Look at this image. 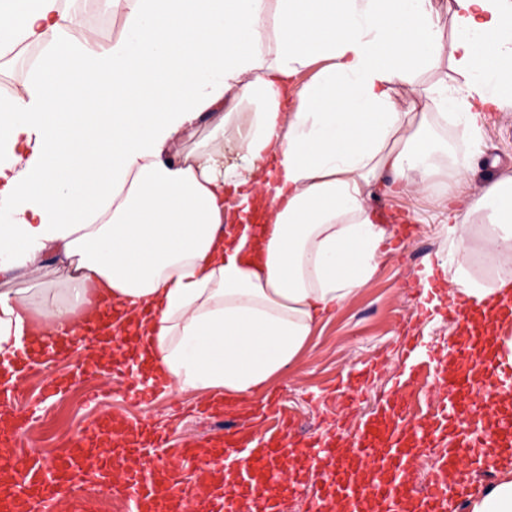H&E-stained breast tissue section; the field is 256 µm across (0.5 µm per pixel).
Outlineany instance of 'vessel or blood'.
Segmentation results:
<instances>
[{
  "instance_id": "1",
  "label": "vessel or blood",
  "mask_w": 512,
  "mask_h": 512,
  "mask_svg": "<svg viewBox=\"0 0 512 512\" xmlns=\"http://www.w3.org/2000/svg\"><path fill=\"white\" fill-rule=\"evenodd\" d=\"M448 311L463 337L476 324L493 344L506 329L505 317L491 306L453 300ZM474 368L464 353L452 363L436 361L433 374L444 392L437 422L408 419L407 393L402 390L373 420L341 433L339 444L329 451L336 467L324 482V492L310 500L308 512H359L370 501L377 512H448L449 497L469 496L471 449L512 447L511 412H496L478 427L465 417ZM12 398V389L0 385V512H53L60 501L67 503L68 512H92L86 483L93 473L113 495L131 501L134 512H239L244 499L251 500L253 512H273L263 479L287 484L281 462L305 445L291 422L282 421L276 431L261 434L253 416L234 408L214 409L221 425L204 441L177 446L169 434L147 427L138 437H129L128 424L104 415L94 428L64 440L58 458L46 466L24 450ZM450 426L455 436H448ZM450 443L456 448L454 458L437 460L429 492L415 496L408 476L414 461L425 449ZM187 455L197 460L199 479L210 485L208 496H190L185 477L168 467V460ZM20 472L25 475L21 482L16 479Z\"/></svg>"
}]
</instances>
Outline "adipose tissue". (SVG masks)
Wrapping results in <instances>:
<instances>
[{
	"mask_svg": "<svg viewBox=\"0 0 512 512\" xmlns=\"http://www.w3.org/2000/svg\"><path fill=\"white\" fill-rule=\"evenodd\" d=\"M112 6L127 34L101 49L67 35L78 17L61 0H0V49L44 48L24 95L0 100V274L21 280L0 289L8 383L13 358L44 355L49 333L73 343L81 311L110 302L153 378L250 394L376 273L395 230L376 222L372 185L422 195L461 181L484 110L512 107V0ZM444 59L458 82H419ZM217 110L212 139L166 162ZM447 124L452 152L434 137ZM446 233L456 249L441 263L467 300L512 295V178L483 185ZM51 257L63 288L39 285Z\"/></svg>",
	"mask_w": 512,
	"mask_h": 512,
	"instance_id": "adipose-tissue-1",
	"label": "adipose tissue"
}]
</instances>
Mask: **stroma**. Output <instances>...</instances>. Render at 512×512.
<instances>
[{
  "mask_svg": "<svg viewBox=\"0 0 512 512\" xmlns=\"http://www.w3.org/2000/svg\"><path fill=\"white\" fill-rule=\"evenodd\" d=\"M470 165L467 178L450 185L452 199L446 205L374 185L369 204L377 222L398 229L374 277L316 325L285 375L243 397L245 408L278 401L298 437L332 439L337 419L347 418L349 428H357L394 393L398 381L418 374L429 360L457 356L458 329L448 315L446 289L453 272L438 261L450 247L442 226L449 211L465 213L484 183L512 177V108L487 114L470 148ZM85 367L79 353L58 359L43 370L41 380L25 381L18 391L19 409L32 404L42 409L36 424L42 431L39 454L45 459H55L62 438L106 413L166 428L176 441L199 440L213 426L211 419L190 411L212 399V392L149 387L136 398L128 390L136 376L126 366L113 371L111 390L99 391L94 379L79 378ZM56 376L70 378V386L45 393V381Z\"/></svg>",
  "mask_w": 512,
  "mask_h": 512,
  "instance_id": "1",
  "label": "stroma"
}]
</instances>
